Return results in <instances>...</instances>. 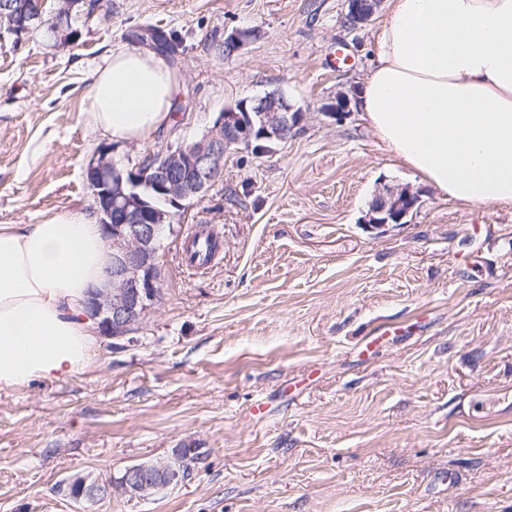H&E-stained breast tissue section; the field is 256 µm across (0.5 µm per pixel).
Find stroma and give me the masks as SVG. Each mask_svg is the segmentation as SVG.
<instances>
[{
    "label": "stroma",
    "mask_w": 512,
    "mask_h": 512,
    "mask_svg": "<svg viewBox=\"0 0 512 512\" xmlns=\"http://www.w3.org/2000/svg\"><path fill=\"white\" fill-rule=\"evenodd\" d=\"M347 0H110L76 45L0 41V225L90 210L102 147L137 160L200 137L236 101L282 90L307 118L265 154L224 158L160 252L163 299L137 343L101 339L65 381L0 390V512H512V207L446 199L397 165L358 92L376 22ZM175 32L186 108L146 142L87 122L89 69L133 25ZM238 54L210 49L238 29ZM410 188L405 223L363 222L378 189ZM219 264L194 273L188 227ZM267 405L254 418V402ZM195 448L190 479L142 500L80 504L62 486ZM452 474V487L435 485ZM381 0H348V14L345 15L344 25H349L352 30H357L371 21L380 7ZM348 16V19H347Z\"/></svg>",
    "instance_id": "stroma-1"
}]
</instances>
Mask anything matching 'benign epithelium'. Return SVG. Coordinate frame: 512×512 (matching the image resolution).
I'll return each mask as SVG.
<instances>
[{
	"label": "benign epithelium",
	"instance_id": "7a95c632",
	"mask_svg": "<svg viewBox=\"0 0 512 512\" xmlns=\"http://www.w3.org/2000/svg\"><path fill=\"white\" fill-rule=\"evenodd\" d=\"M81 3L86 15L108 11L106 0H60L58 7L49 12L45 11L46 0H30V7L38 12L43 24L50 25L56 23L58 14L70 13ZM379 6L380 0H348L351 29L368 24ZM5 23L16 35L15 45L34 33L23 17L7 16ZM159 36L155 28L142 26L135 28L129 41L136 47L153 49ZM350 106L349 96L341 92L323 111L341 119L350 114ZM306 117L307 113L284 93H269L237 101L219 113L201 137L170 147L149 166L140 160L129 161L121 171L111 149L96 152L84 169V177L99 206L104 240L113 251L109 287L95 290L88 302L100 335L128 344L138 341L144 315L152 312L160 300L163 270L158 265V250L164 215L149 218L143 214L141 188L153 189L175 208L183 209L187 203L204 199L223 180L225 155L248 152L255 140L284 142ZM418 200V194L408 188H383L374 195L364 223L374 229L400 224ZM180 476L172 460L164 459L129 468L122 477L104 483L75 475L67 491L77 493L87 503L114 492L148 499Z\"/></svg>",
	"mask_w": 512,
	"mask_h": 512
}]
</instances>
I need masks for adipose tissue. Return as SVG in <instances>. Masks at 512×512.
<instances>
[{
  "instance_id": "obj_1",
  "label": "adipose tissue",
  "mask_w": 512,
  "mask_h": 512,
  "mask_svg": "<svg viewBox=\"0 0 512 512\" xmlns=\"http://www.w3.org/2000/svg\"><path fill=\"white\" fill-rule=\"evenodd\" d=\"M179 79L145 49L91 70L88 122L115 142L170 127ZM389 152L442 196L512 207V0H388L359 90ZM112 250L84 212L0 225V389L64 381L91 361V289Z\"/></svg>"
}]
</instances>
